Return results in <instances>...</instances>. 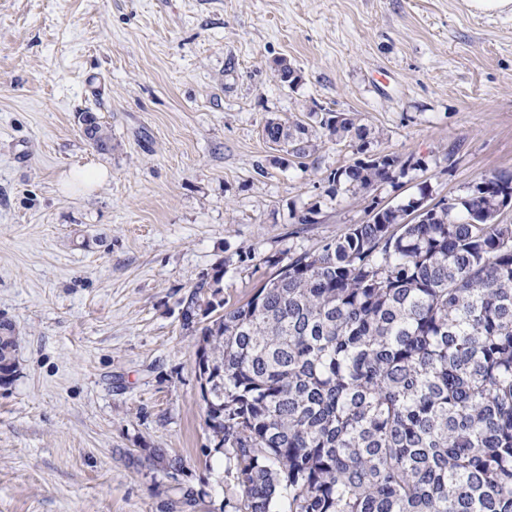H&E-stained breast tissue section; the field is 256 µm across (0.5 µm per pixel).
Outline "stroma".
Masks as SVG:
<instances>
[{
    "instance_id": "1",
    "label": "stroma",
    "mask_w": 512,
    "mask_h": 512,
    "mask_svg": "<svg viewBox=\"0 0 512 512\" xmlns=\"http://www.w3.org/2000/svg\"><path fill=\"white\" fill-rule=\"evenodd\" d=\"M285 59L301 76L276 75ZM369 153L420 159L331 192ZM112 137L101 152L80 113ZM318 147L285 154L270 119ZM107 168L91 193L63 174ZM512 171V11L471 0H0V512H225L239 490L211 435L179 302L220 276L247 301L276 262L430 183L434 199ZM318 208L316 223L297 217ZM149 448L183 461L170 478ZM327 117L322 126L331 136H355L361 145L358 153L362 155L344 169H338L328 176V180L335 186L347 184L354 191L368 190L379 183H395L397 174L405 175L406 170L421 168L419 159L414 157L401 160L388 155L376 156L366 154L367 129L356 125L355 119L344 113L326 112ZM265 132L267 137L274 141H270L272 144L284 149V151L286 149V154H288V145L281 139L288 140V143L293 145L292 152L294 156L299 158L310 156L312 152L316 151V147L318 146L314 143L312 135L309 134L308 129L299 123L291 126L288 125V122H282L279 119H272L267 123ZM0 382L6 384L9 377L14 373V355L16 347L15 336L9 325L0 324ZM2 333L4 334L2 336Z\"/></svg>"
}]
</instances>
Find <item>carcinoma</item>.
Here are the masks:
<instances>
[{"instance_id":"1","label":"carcinoma","mask_w":512,"mask_h":512,"mask_svg":"<svg viewBox=\"0 0 512 512\" xmlns=\"http://www.w3.org/2000/svg\"><path fill=\"white\" fill-rule=\"evenodd\" d=\"M85 139L112 148L90 112ZM331 136L361 157L328 176L355 191L393 183L421 161L366 153L367 129L342 113ZM265 132L305 158V126ZM418 195L289 259L240 305L220 278L183 302L211 364L206 425L234 471V512H512V224L500 220L512 173L483 178L426 219ZM16 340L0 324V382ZM172 477L177 459L153 452Z\"/></svg>"}]
</instances>
